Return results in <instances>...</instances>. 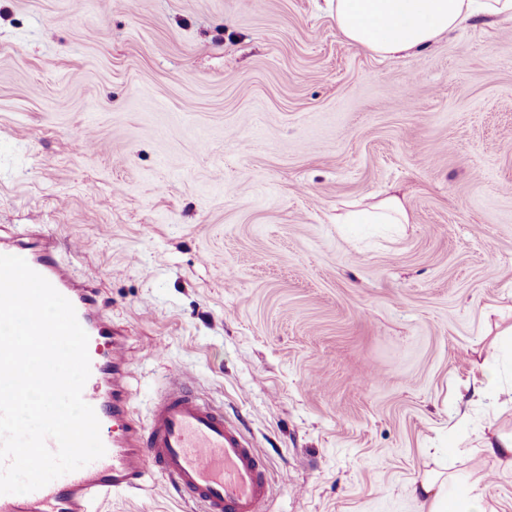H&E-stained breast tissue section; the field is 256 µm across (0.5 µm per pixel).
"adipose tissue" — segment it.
Returning a JSON list of instances; mask_svg holds the SVG:
<instances>
[{"mask_svg":"<svg viewBox=\"0 0 512 512\" xmlns=\"http://www.w3.org/2000/svg\"><path fill=\"white\" fill-rule=\"evenodd\" d=\"M324 10L351 44L381 56L412 55L479 15L512 20V0H324ZM449 479L430 471L413 482L428 512H494L479 483L466 498L448 496Z\"/></svg>","mask_w":512,"mask_h":512,"instance_id":"obj_1","label":"adipose tissue"}]
</instances>
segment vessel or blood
Segmentation results:
<instances>
[{"mask_svg":"<svg viewBox=\"0 0 512 512\" xmlns=\"http://www.w3.org/2000/svg\"><path fill=\"white\" fill-rule=\"evenodd\" d=\"M19 256L75 308L86 331L90 376L82 397L100 422L105 455L26 494L0 495V512H94L115 493L143 489L159 474L200 512H261L269 491L267 470L238 427L170 376V387L148 424L133 418L124 385L123 336L102 313L97 291L73 281L56 258L51 238L0 245Z\"/></svg>","mask_w":512,"mask_h":512,"instance_id":"obj_1","label":"vessel or blood"}]
</instances>
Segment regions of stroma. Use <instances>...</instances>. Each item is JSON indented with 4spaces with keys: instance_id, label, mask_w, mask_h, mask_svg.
<instances>
[{
    "instance_id": "stroma-1",
    "label": "stroma",
    "mask_w": 512,
    "mask_h": 512,
    "mask_svg": "<svg viewBox=\"0 0 512 512\" xmlns=\"http://www.w3.org/2000/svg\"><path fill=\"white\" fill-rule=\"evenodd\" d=\"M389 195L409 223H337ZM26 224L122 328L135 416L180 373L263 512H427L436 459L512 512L480 450L512 406L471 394L512 383V21L382 58L319 0H0V240ZM99 512L197 506L154 474ZM475 387L473 388V395L483 396L489 392L493 394L499 395L504 394L508 395L510 401H512V388H505L497 383L495 373L490 369L486 368L481 374L479 379H476Z\"/></svg>"
}]
</instances>
